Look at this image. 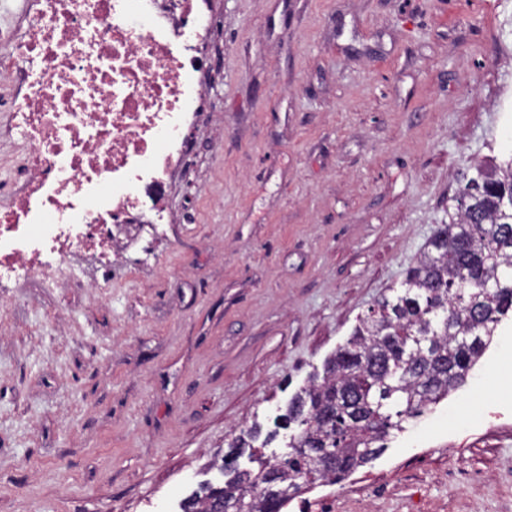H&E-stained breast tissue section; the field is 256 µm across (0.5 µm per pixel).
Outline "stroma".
Listing matches in <instances>:
<instances>
[{
	"mask_svg": "<svg viewBox=\"0 0 512 512\" xmlns=\"http://www.w3.org/2000/svg\"><path fill=\"white\" fill-rule=\"evenodd\" d=\"M168 239L83 299L0 289V512H180L512 152V0H211ZM335 512H512V318Z\"/></svg>",
	"mask_w": 512,
	"mask_h": 512,
	"instance_id": "35a3bbf8",
	"label": "stroma"
}]
</instances>
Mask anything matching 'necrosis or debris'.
I'll return each instance as SVG.
<instances>
[{
	"label": "necrosis or debris",
	"mask_w": 512,
	"mask_h": 512,
	"mask_svg": "<svg viewBox=\"0 0 512 512\" xmlns=\"http://www.w3.org/2000/svg\"><path fill=\"white\" fill-rule=\"evenodd\" d=\"M211 23L205 0H0V68L20 75L0 106V288L81 287L86 252L111 287L114 259L174 223Z\"/></svg>",
	"instance_id": "1"
}]
</instances>
